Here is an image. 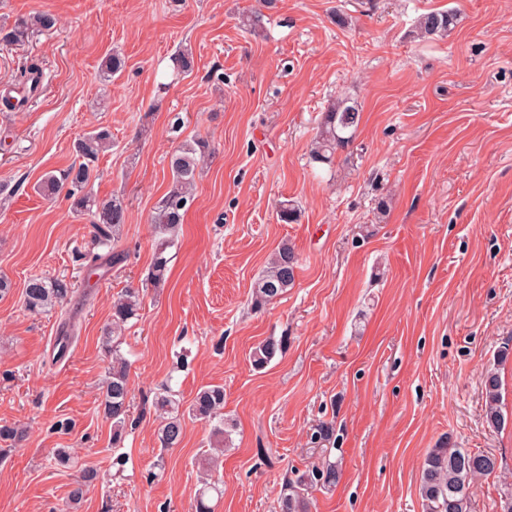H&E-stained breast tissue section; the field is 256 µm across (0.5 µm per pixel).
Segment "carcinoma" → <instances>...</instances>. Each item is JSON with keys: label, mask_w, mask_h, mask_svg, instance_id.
Masks as SVG:
<instances>
[{"label": "carcinoma", "mask_w": 512, "mask_h": 512, "mask_svg": "<svg viewBox=\"0 0 512 512\" xmlns=\"http://www.w3.org/2000/svg\"><path fill=\"white\" fill-rule=\"evenodd\" d=\"M457 22L453 11H430L421 15L416 24L417 34L422 38L443 35ZM57 19L51 13H41L30 19L19 20L11 27H0V43L16 44L29 38L34 31L55 28ZM178 72L190 74L195 69V59L189 50H182L174 57ZM125 69V59L113 53L104 58L100 71L107 82L121 75ZM40 70L35 65L23 69L18 78V93L21 102L36 91ZM361 113L358 106L340 100L325 112L318 136L312 150L313 159L327 163L334 155L345 149L358 129ZM112 145L111 133L98 128L87 132L73 143V164L63 173H45L35 185V191L52 199L62 193L72 201L73 208L92 217L95 243L99 247H111L112 239L120 226L126 223V206L117 196L98 200L87 188L96 176V162L99 154ZM210 153L206 141L181 145L169 157L171 185L159 201L151 216L157 239L153 259L146 281L159 288L166 281L169 258L167 249L174 242V236L183 223L191 203L190 188L199 174L202 163ZM300 211L293 201L280 204L279 221L292 224L298 221ZM298 259L293 248L284 243L273 254L268 266L258 275L252 291V306L256 310L273 303L295 283V270ZM73 293L72 284L62 278L31 276L24 291L26 307L34 312L52 309L64 303ZM140 307V291L129 288L112 305V323L106 329L105 343L111 355V366L103 386L101 406L106 418L112 421V445L119 446L125 434L130 412V387L128 363L116 354V342L125 325L137 316ZM286 348V341L270 337L255 346L250 353L252 365L265 367L277 354ZM485 419L494 429H502L507 417L500 407L501 379L495 372L484 378ZM181 400L174 391L164 390L157 398L156 408L161 416L159 441L162 450L174 448L181 442L183 434V412ZM224 387L210 385L198 390L189 406V413L200 421L212 426L213 436L224 442V447L232 444L234 424L224 418ZM334 435L333 424L322 422L311 435L312 443L325 446L331 443ZM497 470V460L493 456L472 453L465 448H450L441 445L427 454L420 474L419 496L422 512H471V484L480 476H487ZM97 479V473L86 470L76 487L70 492V503L81 502L86 487ZM338 471L336 464L329 463L322 468H312L295 472L280 496V512H309L310 502L307 493L312 489L331 490L336 486Z\"/></svg>", "instance_id": "obj_1"}]
</instances>
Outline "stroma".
<instances>
[{
  "instance_id": "1",
  "label": "stroma",
  "mask_w": 512,
  "mask_h": 512,
  "mask_svg": "<svg viewBox=\"0 0 512 512\" xmlns=\"http://www.w3.org/2000/svg\"><path fill=\"white\" fill-rule=\"evenodd\" d=\"M257 5L0 0V24L58 19L0 44V92L25 65L42 70L22 108L0 104V425L24 434L0 441V512H63L86 469L98 477L78 512H195L211 428L185 416L178 447L161 451L154 402L167 386L188 402L209 384L236 424L214 512H279L295 470L328 461L340 479L312 492L310 512H422V465L444 443L498 460L472 512H501L512 491V359L497 360L512 341V0H274L249 34L239 19ZM446 9L453 29L417 37L421 14ZM185 48L195 69L179 75ZM113 52L126 67L108 83L100 63ZM341 99L362 111L353 141L313 161L322 114ZM96 126L112 147L89 190L123 196L128 217L112 242L123 261L95 271L89 216L34 185ZM197 139L213 152L153 288L149 219L170 154ZM285 200L297 223L278 221ZM284 242L295 285L254 311V281ZM34 274L73 282L67 305L29 311ZM130 285L142 304L121 338L131 408L116 449L99 407L103 339ZM270 337L285 351L254 368L251 349ZM492 369L509 418L499 431L484 416ZM322 421L336 429L326 449L310 442ZM58 448L68 465L54 464Z\"/></svg>"
}]
</instances>
